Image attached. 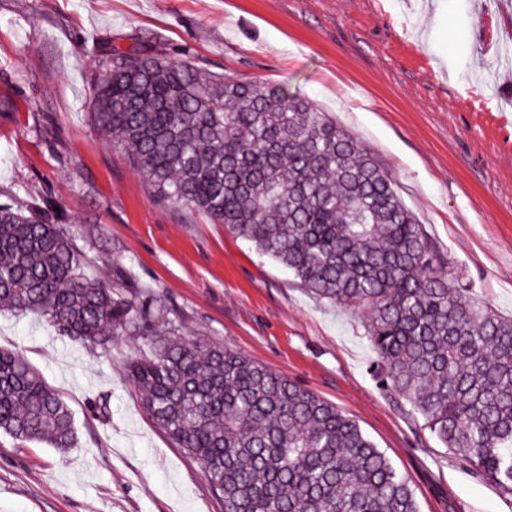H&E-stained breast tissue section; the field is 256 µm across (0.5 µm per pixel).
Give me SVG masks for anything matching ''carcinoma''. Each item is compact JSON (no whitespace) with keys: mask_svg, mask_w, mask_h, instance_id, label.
Masks as SVG:
<instances>
[{"mask_svg":"<svg viewBox=\"0 0 512 512\" xmlns=\"http://www.w3.org/2000/svg\"><path fill=\"white\" fill-rule=\"evenodd\" d=\"M94 123L157 196L202 212L321 300L364 311L390 387L421 427L512 495V319L479 308L393 179L307 99L172 61L153 39L97 47ZM43 214L0 203V305L70 341L145 337L129 365L144 409L196 459L224 512H419L406 480L336 406L220 345L160 327L136 297L79 274ZM0 432L74 447L71 413L0 350Z\"/></svg>","mask_w":512,"mask_h":512,"instance_id":"obj_1","label":"carcinoma"}]
</instances>
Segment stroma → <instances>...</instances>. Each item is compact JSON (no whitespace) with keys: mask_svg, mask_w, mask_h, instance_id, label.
Listing matches in <instances>:
<instances>
[{"mask_svg":"<svg viewBox=\"0 0 512 512\" xmlns=\"http://www.w3.org/2000/svg\"><path fill=\"white\" fill-rule=\"evenodd\" d=\"M152 37L170 58L328 112L380 159L472 301L512 319V0H0V201L48 212L87 277L139 289L180 335L335 404L408 479L420 512H512V495L383 385L361 311L159 201L93 123L97 45ZM0 348L26 357L77 428L63 453L0 433V512H224L128 378L143 337L85 347L40 314L0 311ZM102 397L111 415L96 420Z\"/></svg>","mask_w":512,"mask_h":512,"instance_id":"obj_1","label":"stroma"}]
</instances>
